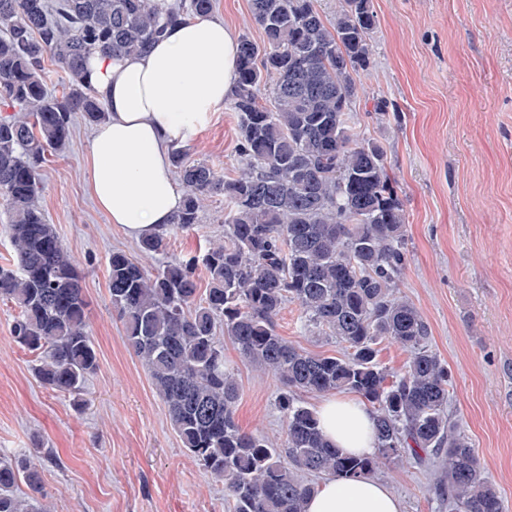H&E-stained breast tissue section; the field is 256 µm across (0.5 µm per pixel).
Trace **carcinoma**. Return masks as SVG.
<instances>
[{
    "mask_svg": "<svg viewBox=\"0 0 512 512\" xmlns=\"http://www.w3.org/2000/svg\"><path fill=\"white\" fill-rule=\"evenodd\" d=\"M216 0H0V205L8 213L12 264L0 268V299L19 315L12 337L38 353L39 381L77 396L97 368L81 277L54 225L36 205L48 152L69 140L75 114L107 118L89 82L87 55L138 54L168 26L209 15ZM263 31L237 46L239 169L225 177L190 162L180 146L172 165L185 188L173 226L199 223L201 200L224 196V244L199 259L149 271L122 252L107 270L112 308L125 342L146 367L173 430L203 469L224 481L228 512H304L315 485L306 476L368 478L381 463L439 456L453 512H502L474 448L448 416L451 375L429 345L420 312L397 292L407 254L406 216L381 143L357 126L375 16L369 0H343L334 20L315 0H250ZM65 76L52 93L45 56ZM160 254L165 233L142 238ZM208 280L197 298L196 269ZM297 302L304 326L345 345L342 356L289 344L275 318ZM229 336L240 355L280 384L284 439L275 444L235 421L239 384L224 360ZM393 341L411 357L394 376L378 360ZM350 390L373 408L375 452L349 456L324 438L301 391ZM39 458L0 461V512H35L20 495L37 493Z\"/></svg>",
    "mask_w": 512,
    "mask_h": 512,
    "instance_id": "carcinoma-1",
    "label": "carcinoma"
}]
</instances>
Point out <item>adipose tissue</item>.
Listing matches in <instances>:
<instances>
[{"label":"adipose tissue","instance_id":"1","mask_svg":"<svg viewBox=\"0 0 512 512\" xmlns=\"http://www.w3.org/2000/svg\"><path fill=\"white\" fill-rule=\"evenodd\" d=\"M87 69L108 111L88 150L90 192L129 236L157 232L172 223L183 200L170 147L190 140L231 97L236 41L224 21L193 16L169 27L143 53L115 59L93 52ZM318 415L336 448L373 452V414L358 399H324ZM306 512H401V506L377 480L332 479L316 487Z\"/></svg>","mask_w":512,"mask_h":512}]
</instances>
